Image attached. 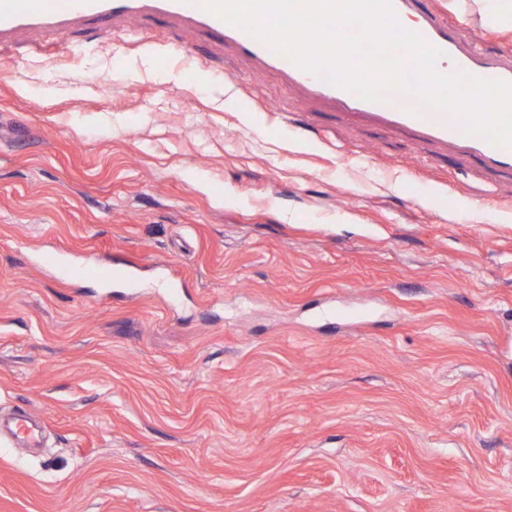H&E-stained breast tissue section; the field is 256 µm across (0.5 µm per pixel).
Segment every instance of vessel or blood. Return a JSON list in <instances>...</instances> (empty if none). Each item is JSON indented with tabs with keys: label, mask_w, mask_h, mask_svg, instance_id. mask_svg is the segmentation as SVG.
Listing matches in <instances>:
<instances>
[{
	"label": "vessel or blood",
	"mask_w": 512,
	"mask_h": 512,
	"mask_svg": "<svg viewBox=\"0 0 512 512\" xmlns=\"http://www.w3.org/2000/svg\"><path fill=\"white\" fill-rule=\"evenodd\" d=\"M392 4L399 21H406L410 13H417L415 32L442 52L436 63L439 73L467 72L481 78L512 82V56L479 52L475 46L464 43L437 14L418 12L417 0H392ZM152 16L165 17L184 26L189 39L204 33L230 44L238 55L276 71L287 83L301 86L318 100L367 116L380 124L410 131L423 143L456 148L464 155L478 158L485 169L512 174V148L495 146L481 137L464 134L462 124L449 118L447 111L425 109L420 115H410L407 108L415 103L411 96L399 105L387 100H362L302 70L243 29L209 13L203 7V0H0V64L13 62L14 37L21 31L39 33V41L32 44V53H74L77 45L64 39L68 29L97 20L121 23ZM189 39L176 44V51L190 53Z\"/></svg>",
	"instance_id": "obj_1"
}]
</instances>
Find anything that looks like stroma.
Returning <instances> with one entry per match:
<instances>
[{
	"label": "stroma",
	"instance_id": "1",
	"mask_svg": "<svg viewBox=\"0 0 512 512\" xmlns=\"http://www.w3.org/2000/svg\"><path fill=\"white\" fill-rule=\"evenodd\" d=\"M144 29L0 76V512H512V176Z\"/></svg>",
	"mask_w": 512,
	"mask_h": 512
}]
</instances>
